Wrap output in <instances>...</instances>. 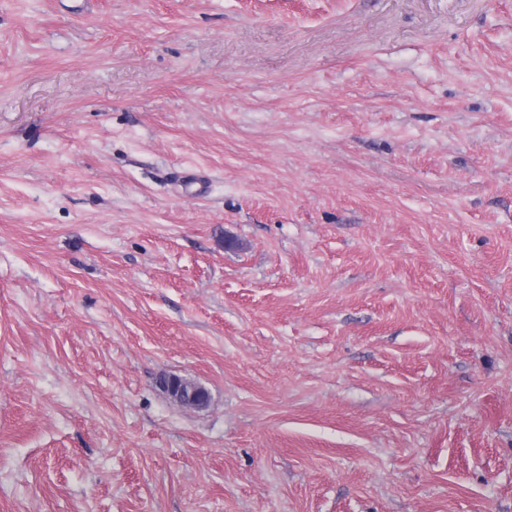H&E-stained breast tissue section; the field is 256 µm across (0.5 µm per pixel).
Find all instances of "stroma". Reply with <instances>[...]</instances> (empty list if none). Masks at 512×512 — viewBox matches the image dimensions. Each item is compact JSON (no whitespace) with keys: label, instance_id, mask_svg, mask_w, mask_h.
Masks as SVG:
<instances>
[{"label":"stroma","instance_id":"35a3bbf8","mask_svg":"<svg viewBox=\"0 0 512 512\" xmlns=\"http://www.w3.org/2000/svg\"><path fill=\"white\" fill-rule=\"evenodd\" d=\"M0 512H512V0H0ZM163 390L177 403L192 409L208 406L210 394L208 390L191 381L178 376H170L161 382Z\"/></svg>","mask_w":512,"mask_h":512}]
</instances>
